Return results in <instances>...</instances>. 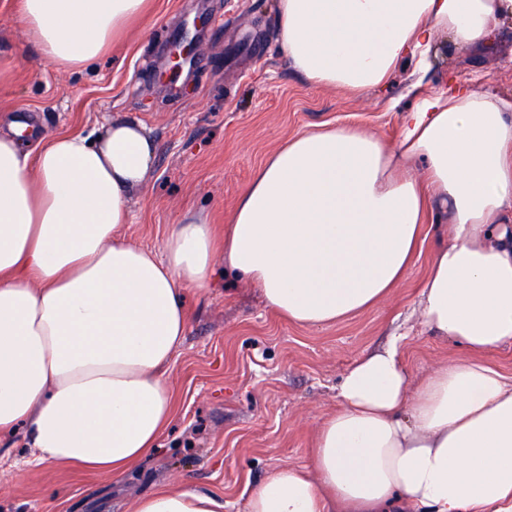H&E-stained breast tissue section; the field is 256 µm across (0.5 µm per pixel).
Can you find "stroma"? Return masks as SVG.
I'll use <instances>...</instances> for the list:
<instances>
[{
	"label": "stroma",
	"mask_w": 512,
	"mask_h": 512,
	"mask_svg": "<svg viewBox=\"0 0 512 512\" xmlns=\"http://www.w3.org/2000/svg\"><path fill=\"white\" fill-rule=\"evenodd\" d=\"M194 15L207 19L197 45L205 63L171 76L172 33ZM276 37V0H153L109 56L62 71L26 38L15 0H0V129L29 121L40 131L85 132L116 115L142 121L156 158L124 233L159 253L168 226L186 212L223 224L254 170L285 139L324 122L388 139L397 123L390 100L411 103L403 95L409 69L378 93L316 89L289 66ZM452 75L512 97V24L476 49L440 56L428 79ZM430 257L423 246L375 309L321 329L280 319L242 280L220 277L189 292L188 331L169 375L173 417L158 454L118 482L89 480L70 466L2 462L0 512H130L139 495L179 482L219 496L224 512H244L248 491L274 469L306 463L346 370L398 324L409 330L403 356L413 377L462 356L417 319Z\"/></svg>",
	"instance_id": "35a3bbf8"
}]
</instances>
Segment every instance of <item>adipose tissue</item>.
I'll return each mask as SVG.
<instances>
[{"label": "adipose tissue", "instance_id": "adipose-tissue-1", "mask_svg": "<svg viewBox=\"0 0 512 512\" xmlns=\"http://www.w3.org/2000/svg\"><path fill=\"white\" fill-rule=\"evenodd\" d=\"M41 57L65 71L102 58L151 0H16ZM279 46L315 88L364 95L415 60L414 106L392 139L319 124L256 170L223 228L170 225L162 253L121 233L153 166L142 122L0 132V447L33 464L123 479L156 454L172 416L169 367L187 290L243 278L280 318L321 328L381 304L406 278L424 227L419 289L431 335L465 357L413 379L403 336L347 370L308 462L252 489L245 512H512V99L452 77L425 88L444 50L484 44L512 0H277ZM186 484L131 512H223Z\"/></svg>", "mask_w": 512, "mask_h": 512}]
</instances>
